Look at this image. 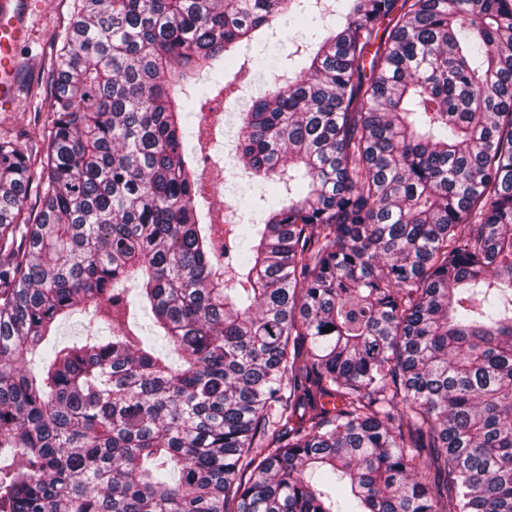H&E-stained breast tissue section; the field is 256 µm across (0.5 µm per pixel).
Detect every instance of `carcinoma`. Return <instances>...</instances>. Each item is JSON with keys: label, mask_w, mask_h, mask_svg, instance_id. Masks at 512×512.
I'll return each mask as SVG.
<instances>
[{"label": "carcinoma", "mask_w": 512, "mask_h": 512, "mask_svg": "<svg viewBox=\"0 0 512 512\" xmlns=\"http://www.w3.org/2000/svg\"><path fill=\"white\" fill-rule=\"evenodd\" d=\"M305 2L75 0L0 141V512H512V0H336L285 61ZM243 72L225 229L188 130ZM338 19L336 15H327L324 21L319 17L315 22L312 21L311 15H286L284 18L277 22V35L285 53L295 50V46L304 40V35H309V30L312 27H322V24L327 26H335Z\"/></svg>", "instance_id": "carcinoma-1"}]
</instances>
